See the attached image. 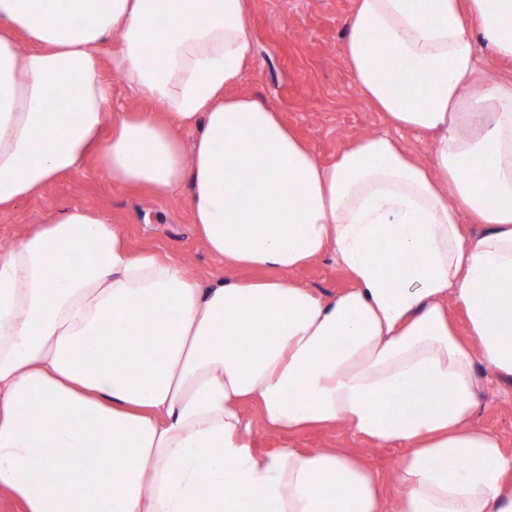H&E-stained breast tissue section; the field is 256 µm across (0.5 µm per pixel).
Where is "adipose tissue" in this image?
<instances>
[{
	"label": "adipose tissue",
	"instance_id": "ef3b65f1",
	"mask_svg": "<svg viewBox=\"0 0 512 512\" xmlns=\"http://www.w3.org/2000/svg\"><path fill=\"white\" fill-rule=\"evenodd\" d=\"M249 12L0 0V212L99 152L113 184L189 187L226 270L202 283L77 206L0 247V501L512 512V455L473 423L477 363L512 377V78L481 56L512 59V0H356L341 52L389 129L329 165L279 112L228 94L255 58ZM108 51L158 113L113 109ZM402 131L426 137L429 163ZM326 254L352 280L333 298L292 278ZM340 424L401 449L395 506L356 457L253 443L258 427Z\"/></svg>",
	"mask_w": 512,
	"mask_h": 512
}]
</instances>
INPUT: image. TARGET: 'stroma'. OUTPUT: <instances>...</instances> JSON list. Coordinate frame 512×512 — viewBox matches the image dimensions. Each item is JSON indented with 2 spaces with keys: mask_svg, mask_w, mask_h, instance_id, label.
Returning <instances> with one entry per match:
<instances>
[{
  "mask_svg": "<svg viewBox=\"0 0 512 512\" xmlns=\"http://www.w3.org/2000/svg\"><path fill=\"white\" fill-rule=\"evenodd\" d=\"M355 4L356 0H250L255 60L230 87L231 94L254 96L273 106L325 163L333 162L350 140L383 127L380 112L361 95L340 52ZM73 206L108 216L133 250L182 258L204 280L223 270L222 262L204 248L184 194L162 197L112 185L97 153L81 168L60 175L42 195L15 211L0 213V242L17 240L32 225ZM295 277L326 297L350 285L346 272L328 254L296 271ZM477 370L487 383L474 423L498 434L505 451L512 453V380L498 378L482 363ZM297 444L362 456L388 480V495H395L391 480L400 449L371 447L345 427L306 432Z\"/></svg>",
  "mask_w": 512,
  "mask_h": 512,
  "instance_id": "1",
  "label": "stroma"
}]
</instances>
